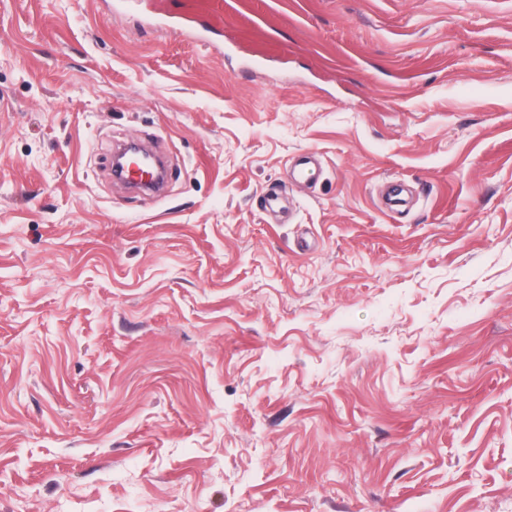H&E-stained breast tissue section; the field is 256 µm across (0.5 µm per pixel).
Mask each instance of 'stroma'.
I'll use <instances>...</instances> for the list:
<instances>
[{
  "instance_id": "stroma-1",
  "label": "stroma",
  "mask_w": 512,
  "mask_h": 512,
  "mask_svg": "<svg viewBox=\"0 0 512 512\" xmlns=\"http://www.w3.org/2000/svg\"><path fill=\"white\" fill-rule=\"evenodd\" d=\"M0 512H512V0H0Z\"/></svg>"
}]
</instances>
